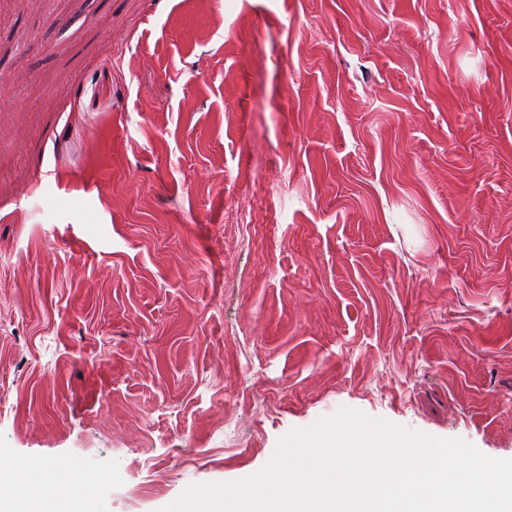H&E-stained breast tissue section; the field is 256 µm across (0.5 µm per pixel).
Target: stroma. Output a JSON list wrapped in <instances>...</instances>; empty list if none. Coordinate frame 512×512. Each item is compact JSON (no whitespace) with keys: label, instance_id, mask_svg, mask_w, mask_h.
I'll return each instance as SVG.
<instances>
[{"label":"stroma","instance_id":"obj_1","mask_svg":"<svg viewBox=\"0 0 512 512\" xmlns=\"http://www.w3.org/2000/svg\"><path fill=\"white\" fill-rule=\"evenodd\" d=\"M343 408L512 459V0H0V466L158 512Z\"/></svg>","mask_w":512,"mask_h":512}]
</instances>
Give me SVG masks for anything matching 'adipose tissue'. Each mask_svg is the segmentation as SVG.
<instances>
[{
  "label": "adipose tissue",
  "instance_id": "adipose-tissue-1",
  "mask_svg": "<svg viewBox=\"0 0 512 512\" xmlns=\"http://www.w3.org/2000/svg\"><path fill=\"white\" fill-rule=\"evenodd\" d=\"M21 477L10 474L0 479V502L13 503L17 512H96L91 488L73 485L62 476H50L18 492Z\"/></svg>",
  "mask_w": 512,
  "mask_h": 512
}]
</instances>
